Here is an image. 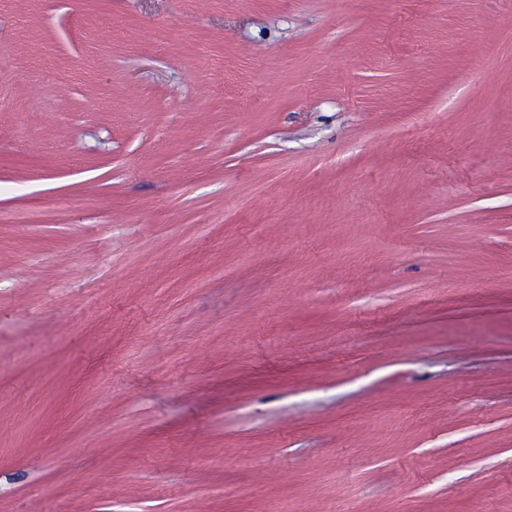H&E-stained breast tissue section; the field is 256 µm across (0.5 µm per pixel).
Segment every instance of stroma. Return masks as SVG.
<instances>
[{
    "mask_svg": "<svg viewBox=\"0 0 512 512\" xmlns=\"http://www.w3.org/2000/svg\"><path fill=\"white\" fill-rule=\"evenodd\" d=\"M512 512V0H0V512Z\"/></svg>",
    "mask_w": 512,
    "mask_h": 512,
    "instance_id": "1",
    "label": "stroma"
}]
</instances>
